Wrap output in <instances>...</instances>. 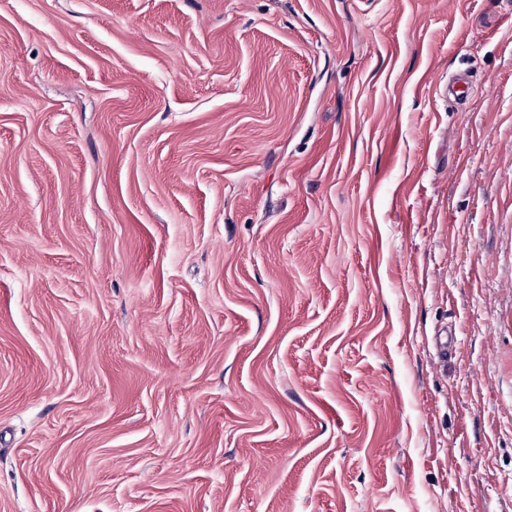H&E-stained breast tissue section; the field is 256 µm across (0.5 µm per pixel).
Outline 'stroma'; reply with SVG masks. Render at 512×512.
Wrapping results in <instances>:
<instances>
[{
	"instance_id": "stroma-1",
	"label": "stroma",
	"mask_w": 512,
	"mask_h": 512,
	"mask_svg": "<svg viewBox=\"0 0 512 512\" xmlns=\"http://www.w3.org/2000/svg\"><path fill=\"white\" fill-rule=\"evenodd\" d=\"M0 512H512V0H0Z\"/></svg>"
}]
</instances>
